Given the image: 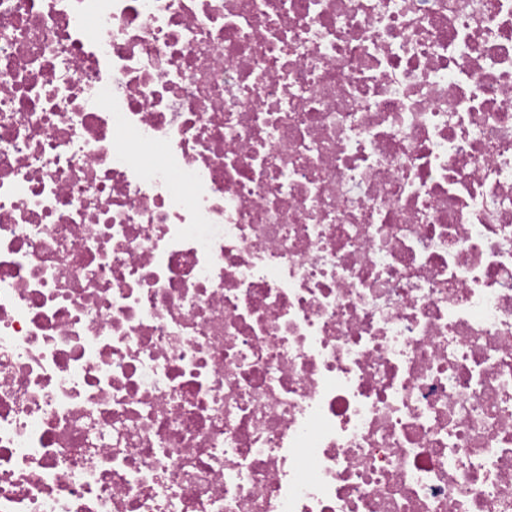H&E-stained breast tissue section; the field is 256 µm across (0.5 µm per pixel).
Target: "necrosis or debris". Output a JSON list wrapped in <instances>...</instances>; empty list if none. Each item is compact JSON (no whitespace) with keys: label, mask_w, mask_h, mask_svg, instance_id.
<instances>
[{"label":"necrosis or debris","mask_w":512,"mask_h":512,"mask_svg":"<svg viewBox=\"0 0 512 512\" xmlns=\"http://www.w3.org/2000/svg\"><path fill=\"white\" fill-rule=\"evenodd\" d=\"M0 512H512V0H0Z\"/></svg>","instance_id":"1"}]
</instances>
